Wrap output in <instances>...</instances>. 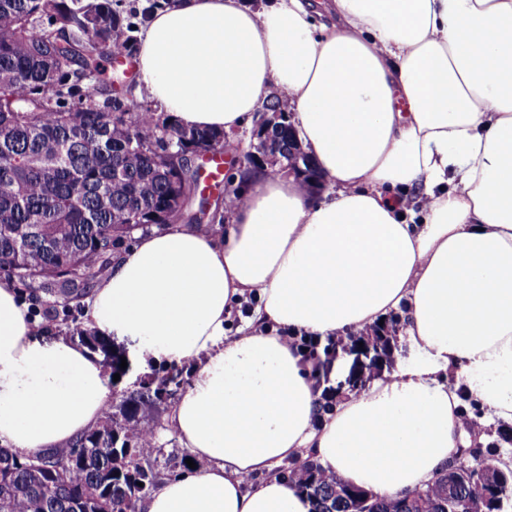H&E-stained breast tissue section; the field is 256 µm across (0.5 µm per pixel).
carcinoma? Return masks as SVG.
I'll list each match as a JSON object with an SVG mask.
<instances>
[{"instance_id":"carcinoma-1","label":"carcinoma","mask_w":512,"mask_h":512,"mask_svg":"<svg viewBox=\"0 0 512 512\" xmlns=\"http://www.w3.org/2000/svg\"><path fill=\"white\" fill-rule=\"evenodd\" d=\"M158 6L124 12L112 0H0V275L29 291L49 317L102 355L112 373L122 353L76 327L75 311L105 276L117 247L153 225L200 224L209 198L186 148L224 133L185 129L152 101L127 99L131 83L112 68L129 55L140 24ZM271 141L292 155L296 139ZM181 156L174 181L170 154ZM397 316L368 339L391 348ZM178 367L108 405L103 420L65 448L17 456L0 448V512H138L161 481L149 462L164 400ZM512 446L505 425L467 448L466 477L430 488L424 498L374 496L373 512H507ZM312 503V512H355L360 487L334 478L315 460L280 468Z\"/></svg>"}]
</instances>
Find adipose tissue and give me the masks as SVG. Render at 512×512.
I'll return each instance as SVG.
<instances>
[{
  "instance_id": "ef3b65f1",
  "label": "adipose tissue",
  "mask_w": 512,
  "mask_h": 512,
  "mask_svg": "<svg viewBox=\"0 0 512 512\" xmlns=\"http://www.w3.org/2000/svg\"><path fill=\"white\" fill-rule=\"evenodd\" d=\"M314 9L172 0L139 33V87L178 124L242 128L276 86L331 186L315 202L272 176L239 190L223 234L137 235L87 297L90 326L131 363L191 368L169 422L198 465L142 512H310L278 467L311 455L392 497L512 423V0H329L332 28ZM396 310L414 360L319 413L301 337L362 332ZM468 398L483 411L470 427ZM108 401L101 355L37 333L0 280V445L64 447Z\"/></svg>"
}]
</instances>
